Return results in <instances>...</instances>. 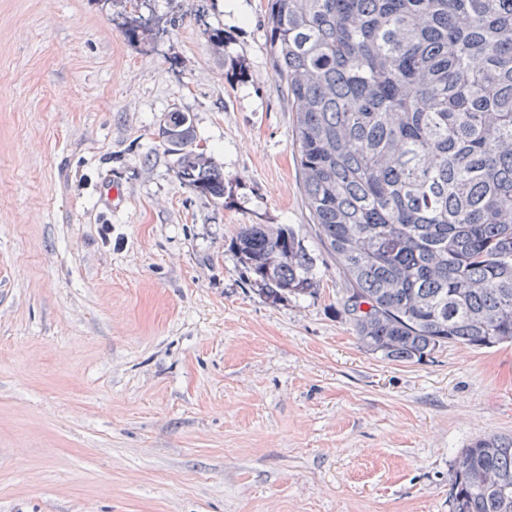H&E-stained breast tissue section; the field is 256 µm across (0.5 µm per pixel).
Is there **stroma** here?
<instances>
[{"mask_svg": "<svg viewBox=\"0 0 512 512\" xmlns=\"http://www.w3.org/2000/svg\"><path fill=\"white\" fill-rule=\"evenodd\" d=\"M267 2L0 0V512H451L461 449L512 436V344L357 340ZM174 110L223 200L178 178ZM243 224L292 230L316 294L250 283Z\"/></svg>", "mask_w": 512, "mask_h": 512, "instance_id": "stroma-1", "label": "stroma"}]
</instances>
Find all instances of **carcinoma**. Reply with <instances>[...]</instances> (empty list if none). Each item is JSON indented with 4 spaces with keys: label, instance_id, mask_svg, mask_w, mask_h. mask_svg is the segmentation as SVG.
<instances>
[{
    "label": "carcinoma",
    "instance_id": "1",
    "mask_svg": "<svg viewBox=\"0 0 512 512\" xmlns=\"http://www.w3.org/2000/svg\"><path fill=\"white\" fill-rule=\"evenodd\" d=\"M266 43L295 105L301 189L368 350L419 361L512 343V0H268ZM178 177L224 198V173L168 113ZM238 258L269 298L315 292L295 234L244 224ZM452 512H512V436L453 469Z\"/></svg>",
    "mask_w": 512,
    "mask_h": 512
}]
</instances>
